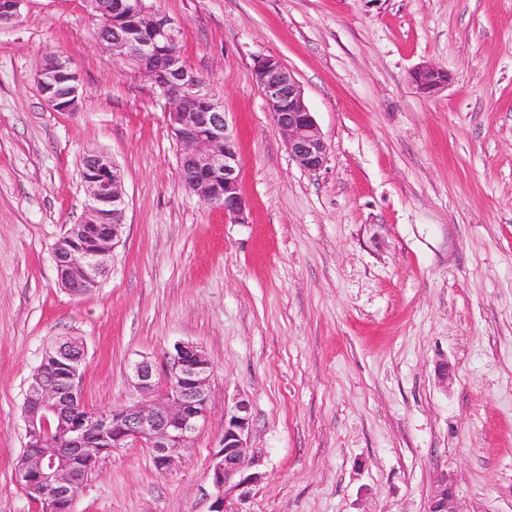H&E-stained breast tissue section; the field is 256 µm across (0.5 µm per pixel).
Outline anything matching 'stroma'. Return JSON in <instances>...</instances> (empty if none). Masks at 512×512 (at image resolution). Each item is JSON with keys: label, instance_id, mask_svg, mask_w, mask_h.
Instances as JSON below:
<instances>
[{"label": "stroma", "instance_id": "1", "mask_svg": "<svg viewBox=\"0 0 512 512\" xmlns=\"http://www.w3.org/2000/svg\"><path fill=\"white\" fill-rule=\"evenodd\" d=\"M146 4L234 124L247 221L184 187L164 101L99 42L86 0H24L0 28V512H39L15 480L22 407L67 337L96 412L176 343L213 366L175 464L115 449L73 512H210L239 397L265 478L236 512H427L443 477L460 512H512V0ZM49 55L80 75L76 111L43 98ZM258 55L300 83L321 171L289 155ZM423 63L449 75L432 98L410 82ZM91 151L122 171L125 228L100 287L75 297L51 251L84 211Z\"/></svg>", "mask_w": 512, "mask_h": 512}]
</instances>
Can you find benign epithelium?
<instances>
[{"label": "benign epithelium", "mask_w": 512, "mask_h": 512, "mask_svg": "<svg viewBox=\"0 0 512 512\" xmlns=\"http://www.w3.org/2000/svg\"><path fill=\"white\" fill-rule=\"evenodd\" d=\"M24 0H0V27L20 16ZM91 17L105 29L101 41L130 63L141 81L168 104L166 118L182 151L178 173L185 187L204 204L224 211L233 222H246L248 203L240 193L237 141L219 103L203 81L185 65L179 49V27L145 0H88ZM253 75L272 122L285 139L288 153L304 170L327 163L328 148L309 111L303 90L281 60L258 55ZM448 73L422 64L411 74L416 91L432 96L448 86ZM42 95L52 109L78 108L79 77L69 61L46 59L37 70ZM81 181L87 194L84 216L69 225L52 247L61 287L73 296L98 287L124 229L125 191L121 169L107 153L83 158ZM85 348L77 341L58 342L44 351L54 375L29 383L23 405L24 460L15 478L27 498L42 512H72L78 489L100 458L130 442L151 449L156 468L165 471L184 450L208 413L212 365L205 350L179 342L166 354L163 383L155 382V364L144 358L132 366L141 399L131 400L106 416L83 402ZM249 405L235 403L224 420L221 448L214 455L210 512H230L228 502L244 500L264 479L258 460L249 455ZM428 512H459L448 478L432 493Z\"/></svg>", "instance_id": "benign-epithelium-1"}]
</instances>
